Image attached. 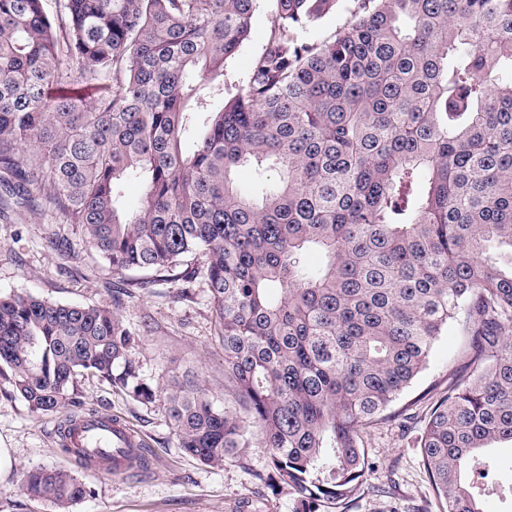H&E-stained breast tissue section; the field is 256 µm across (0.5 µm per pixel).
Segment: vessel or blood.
Instances as JSON below:
<instances>
[{"label": "vessel or blood", "mask_w": 512, "mask_h": 512, "mask_svg": "<svg viewBox=\"0 0 512 512\" xmlns=\"http://www.w3.org/2000/svg\"><path fill=\"white\" fill-rule=\"evenodd\" d=\"M67 442L97 460L106 474L132 473L146 463L138 437L120 419L107 414L80 420Z\"/></svg>", "instance_id": "obj_1"}]
</instances>
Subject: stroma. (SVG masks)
Here are the masks:
<instances>
[{
	"label": "stroma",
	"mask_w": 512,
	"mask_h": 512,
	"mask_svg": "<svg viewBox=\"0 0 512 512\" xmlns=\"http://www.w3.org/2000/svg\"><path fill=\"white\" fill-rule=\"evenodd\" d=\"M275 10V0H262L247 39L225 63L230 78H242L260 53ZM55 237L66 240L67 253L50 247ZM124 285V276L107 268L82 233L43 223L23 210L0 219V295L32 294L62 303L117 307L137 337L130 354L142 379L157 392L152 402L140 403L98 378L81 380L80 395L87 406L127 420L153 458L148 470L105 477L60 453L59 416L32 412L0 381V512H53L50 503L19 489L23 470L37 465L71 471L90 489V496L71 512H298L292 488L261 484V476L269 472L265 449L251 447L243 460L211 467L178 446L165 393L172 380L198 373L210 386L215 408H235L224 390V351L215 337L207 281H159L151 290L132 293ZM462 343V329L455 323L439 336L428 368L401 397L412 405L410 420L364 430L369 467L349 512H440L417 440L436 398L432 387L446 379L448 356Z\"/></svg>",
	"instance_id": "35a3bbf8"
}]
</instances>
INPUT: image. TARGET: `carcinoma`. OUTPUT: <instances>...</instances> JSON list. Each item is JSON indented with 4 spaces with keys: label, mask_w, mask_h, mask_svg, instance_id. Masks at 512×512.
<instances>
[{
    "label": "carcinoma",
    "mask_w": 512,
    "mask_h": 512,
    "mask_svg": "<svg viewBox=\"0 0 512 512\" xmlns=\"http://www.w3.org/2000/svg\"><path fill=\"white\" fill-rule=\"evenodd\" d=\"M242 80L224 65L260 0H0V211L80 228L127 285L208 281L224 387L167 389L182 450L209 466L267 449L301 512H348L361 430L463 321L470 371L448 378L418 439L441 512H485L484 449L512 441V0H276ZM80 87L99 89L93 97ZM254 167L261 194L237 181ZM137 179V205L121 203ZM311 251L321 263L306 262ZM203 267L175 269L198 254ZM117 309L0 296V378L38 413L81 418L78 377L133 400L155 390ZM55 512L86 498L33 466ZM346 5L347 2L342 0L338 3L336 11L327 13L315 20L310 27L311 37L317 41L332 39L350 18Z\"/></svg>",
    "instance_id": "1"
}]
</instances>
